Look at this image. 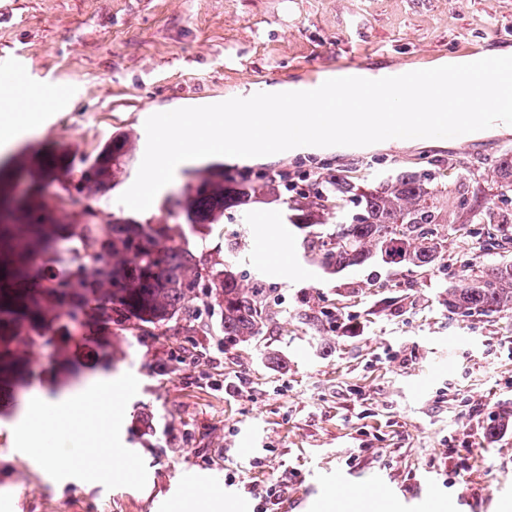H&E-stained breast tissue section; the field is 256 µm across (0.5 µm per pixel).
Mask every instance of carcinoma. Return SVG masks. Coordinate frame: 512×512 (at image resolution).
<instances>
[{
	"mask_svg": "<svg viewBox=\"0 0 512 512\" xmlns=\"http://www.w3.org/2000/svg\"><path fill=\"white\" fill-rule=\"evenodd\" d=\"M129 133L112 137L89 158H76L62 147L49 159L24 172L28 195H7L8 210L0 221V243L8 246L19 234L25 245L0 263V381L19 384L32 372L43 340H54L59 372L52 381L72 373L70 349L83 331L100 336L101 357L115 359L112 337L157 329L174 320L196 321L197 290L207 288L221 315L224 339L245 343L269 320L268 289L261 283L244 286L233 268L190 248L178 224H142L108 218L87 208L107 192L117 172L130 159ZM493 177L512 191V155L499 159ZM197 184L184 192L181 205L187 223L208 228L224 216L234 189L223 165L197 172ZM56 182L73 207L59 216L43 202L41 186ZM329 186L307 199L301 227L308 230L304 246L325 269L340 272L360 266L376 255L397 266L433 267L444 256L436 242L438 226L448 222L442 199L448 185L423 171H404L371 186L339 173ZM458 207L482 225L478 254L456 275L459 285L448 288V312L488 316L512 309V212L499 210L493 200L479 199L464 184ZM336 210V224L311 220L320 211ZM209 270L206 277L199 268Z\"/></svg>",
	"mask_w": 512,
	"mask_h": 512,
	"instance_id": "cac0c4a2",
	"label": "carcinoma"
}]
</instances>
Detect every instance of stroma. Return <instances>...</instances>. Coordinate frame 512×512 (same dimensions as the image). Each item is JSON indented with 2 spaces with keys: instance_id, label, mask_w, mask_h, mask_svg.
<instances>
[{
  "instance_id": "1",
  "label": "stroma",
  "mask_w": 512,
  "mask_h": 512,
  "mask_svg": "<svg viewBox=\"0 0 512 512\" xmlns=\"http://www.w3.org/2000/svg\"><path fill=\"white\" fill-rule=\"evenodd\" d=\"M512 48V0H0V56L16 94L40 92L38 131L0 149L9 166L71 145L94 154L119 132L136 136L124 175L97 206L118 218L159 222L168 198L193 179L189 161L143 212L118 204L144 156L146 119L219 103L264 84L315 81L342 64L421 67L448 56ZM512 153V133L464 141L409 139L363 152L284 151L259 160L224 158L238 193L217 225L185 228L190 246L215 257L234 250L243 284L271 290V318L246 343L224 339L208 291L201 318L114 338L117 366L95 365L93 344L74 387L132 373L139 381L121 428L125 447L147 467L144 489H106L69 478L58 484L11 448L6 423L26 396L48 392L42 368L0 395V487L10 512H209L186 501L198 475L223 482L221 512H240L251 486L287 479L279 512H512V427L493 429L512 404V310L484 317L449 314L446 271L391 266L381 258L338 273L307 252L283 186L260 178L287 170L307 195V171L340 173L368 185L401 171L445 170L449 186L470 180L497 193L490 170ZM440 228L441 251L470 260L476 232L456 198ZM340 308L338 330L300 322L303 311ZM204 359L189 367L180 349ZM241 378L231 397L214 382ZM456 456H449V446ZM381 472L382 483L370 480ZM347 477L337 484V473ZM234 476L226 485V476Z\"/></svg>"
}]
</instances>
